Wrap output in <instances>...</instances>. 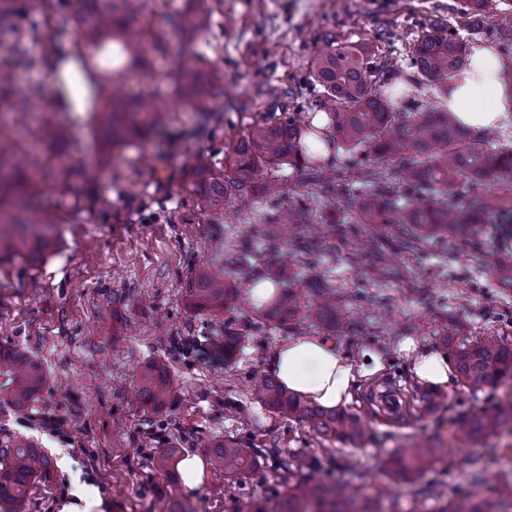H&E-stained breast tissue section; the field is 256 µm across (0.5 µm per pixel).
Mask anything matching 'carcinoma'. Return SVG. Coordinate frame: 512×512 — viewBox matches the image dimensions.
<instances>
[{
	"label": "carcinoma",
	"instance_id": "cac0c4a2",
	"mask_svg": "<svg viewBox=\"0 0 512 512\" xmlns=\"http://www.w3.org/2000/svg\"><path fill=\"white\" fill-rule=\"evenodd\" d=\"M145 0H80L78 14L69 15L47 4L42 26H15L9 39L0 38L12 60L0 62V101L11 103L15 112H54L68 98L69 86L64 67L74 65L88 86L85 106L91 109V128L103 137L109 152L146 128L161 126L170 111L154 93L127 96L111 83V74L151 64L156 54L174 57L168 79L181 105L191 111L209 112L214 100L212 87L223 78L218 72L208 78L190 79L195 68L185 45L208 31L211 7L206 0H192L185 9L168 16L165 25L155 27L142 20ZM461 28L448 27L442 19L423 26L413 36L409 81L417 86L437 84L435 98L415 101L401 112L381 96L377 87L401 70L389 60L377 57L367 41L339 43L333 35L324 37V49L310 63V76L319 89V106L327 112L324 128L300 125L294 119H263L250 125L247 133L224 152V166L205 170L206 178L195 203L212 210L232 200L251 183L254 175L267 170L272 181L261 185L271 203L261 218L268 238H279L284 224L309 223L304 206L282 208L277 202L281 188L277 172L297 167L307 172L309 181L325 192L336 190L342 174L319 166L320 158L307 157L303 142L313 135L328 152H363L384 161L400 162L398 175L405 184L408 203L400 206L392 199V182L373 169L356 172L360 189L352 194L350 207L358 224H408L412 236L467 237L479 232L482 224L499 226L502 243L493 259V271L500 284L512 286V143L494 140L484 132H473L459 123L442 106L448 81L466 64L469 38L487 33L512 40V16L500 9V0H466L460 11ZM77 25L80 40L74 49L63 50L60 40L69 24ZM42 47L40 60L30 55L25 41ZM50 65L55 88L48 94L32 93L16 99L15 69L37 62ZM56 134L45 130L33 137L28 153L37 156L52 147ZM21 151L18 139L0 130V260L37 258L48 251L60 234V216L35 202L39 189L37 164L30 162L18 174L15 159ZM492 178L499 182L502 195L495 199L466 198L465 188L476 181ZM188 305L194 311L220 313L238 294V288L224 274L206 265L192 271L188 285ZM310 307L316 320L330 329L345 317L344 306L329 288L316 289ZM303 297L293 288H284L264 302L257 318L280 323L292 322L302 309ZM458 382L472 393L486 386L503 385L512 379V348L500 336H490L454 351ZM47 384L41 363L25 348L0 349V392L25 415L37 403ZM138 395L153 408L163 407L170 393L164 368L144 366L138 376ZM263 401L272 410L288 414L310 432L329 443L361 447L368 440L367 423L345 409H327L288 391L275 377L257 382ZM447 437L437 435L426 444L406 450L396 447L383 461L387 475L411 480L434 470L448 451V442L459 448L490 440L509 430L512 435V389L506 391L492 411H473L448 419ZM210 455L219 472L229 479H244L259 468L255 454L226 438L213 445ZM49 471V462L31 442L16 439L0 446V512H22L30 484ZM284 491L273 510L256 500L249 512H403L400 501L383 503L368 485L353 481L327 485L319 482L282 480ZM420 503L435 501L430 512H512V467L501 471L494 496L475 492L468 498L457 496L448 484L428 482L417 490Z\"/></svg>",
	"mask_w": 512,
	"mask_h": 512
}]
</instances>
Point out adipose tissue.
<instances>
[{
  "label": "adipose tissue",
  "instance_id": "ef3b65f1",
  "mask_svg": "<svg viewBox=\"0 0 512 512\" xmlns=\"http://www.w3.org/2000/svg\"><path fill=\"white\" fill-rule=\"evenodd\" d=\"M443 107L461 124L476 130H492L512 122V89L503 80L502 59L494 46H472L467 66L448 83ZM404 350L419 382L448 385L452 365L445 352L410 344ZM385 366L376 352L366 350L355 358L343 353L335 342L311 335L288 338L270 362L288 391L329 409L350 403L361 382L382 373Z\"/></svg>",
  "mask_w": 512,
  "mask_h": 512
}]
</instances>
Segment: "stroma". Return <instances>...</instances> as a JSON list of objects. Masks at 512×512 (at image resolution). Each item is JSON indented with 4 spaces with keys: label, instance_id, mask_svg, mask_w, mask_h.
I'll list each match as a JSON object with an SVG mask.
<instances>
[{
    "label": "stroma",
    "instance_id": "obj_1",
    "mask_svg": "<svg viewBox=\"0 0 512 512\" xmlns=\"http://www.w3.org/2000/svg\"><path fill=\"white\" fill-rule=\"evenodd\" d=\"M462 0H222L212 27L189 44L203 68L224 74L220 112H175L139 145L101 157L100 141L83 113L45 116L60 148L74 158H100L93 178L70 175L62 190L57 171L41 182V203L61 215V234L43 257L0 261V347H23L43 364L50 388L27 416L0 396V443L27 438L50 462L35 481L23 512H62L99 499L94 512H245L248 502L279 496V463L292 453L317 457L316 471L295 479L340 480L362 473L383 498L413 500L412 482L385 476V451L414 445L447 429L449 416L492 409L503 390L472 395L448 384L446 401L422 409L427 388L414 381L399 349L406 342L451 352L463 339L501 336L512 344V288L498 284L489 254L492 234L464 244L409 237L401 224H358L346 207L344 182L323 195L303 172H282L281 205L304 204L316 217H335V234L309 239L294 252L284 279L299 288L319 281L335 288L350 316L330 331L301 311L293 325L255 317L249 290L279 253L257 233L266 207L256 186L230 204L198 210L192 196L198 171L223 159L224 148L253 121L290 115L308 123L318 110L309 79L323 34L365 40L380 57L406 65L415 31L434 18L456 22ZM208 264L242 288L223 313L187 307L191 272ZM240 333L232 359L214 351L223 330ZM301 334L330 339L352 356L363 349L388 355L387 368L365 380L349 405L368 418L372 436L360 448L326 451L302 424L270 410L256 390L281 342ZM164 364L172 382L156 411L134 399L137 374ZM59 422L60 433L46 424ZM234 438L260 457L262 472L217 491L220 477L205 466L199 489L184 488L181 472L161 474L158 455L206 457L214 442ZM512 458V446L449 447L434 476L472 492L470 474L496 482L492 453Z\"/></svg>",
    "mask_w": 512,
    "mask_h": 512
}]
</instances>
